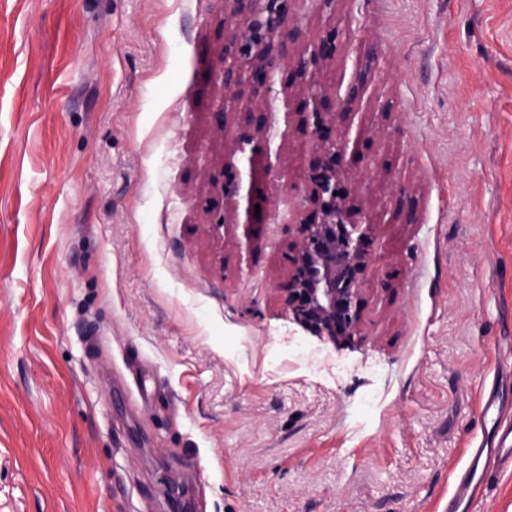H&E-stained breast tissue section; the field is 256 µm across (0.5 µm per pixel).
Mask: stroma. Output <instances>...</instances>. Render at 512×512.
<instances>
[{
    "instance_id": "obj_1",
    "label": "stroma",
    "mask_w": 512,
    "mask_h": 512,
    "mask_svg": "<svg viewBox=\"0 0 512 512\" xmlns=\"http://www.w3.org/2000/svg\"><path fill=\"white\" fill-rule=\"evenodd\" d=\"M293 0L379 60L348 161L378 214L364 335L275 287L301 202L304 81L279 71L260 212L212 187L224 0H0V512H445L512 405V0ZM409 186L414 218L393 194ZM228 212L222 236L207 225Z\"/></svg>"
}]
</instances>
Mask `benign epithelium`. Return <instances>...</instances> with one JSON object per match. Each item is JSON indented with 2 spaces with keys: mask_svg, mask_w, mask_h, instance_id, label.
I'll return each instance as SVG.
<instances>
[{
  "mask_svg": "<svg viewBox=\"0 0 512 512\" xmlns=\"http://www.w3.org/2000/svg\"><path fill=\"white\" fill-rule=\"evenodd\" d=\"M290 2L224 0V113L235 116L237 150L254 153L269 127L267 100L275 74L291 66L305 80L299 114L315 138L304 173L309 194L288 215L297 240L276 293L285 315L305 332L334 344L352 343L363 336V294L375 263L374 222L355 203L344 169L350 131L345 105L361 96L376 60L357 71L344 98L328 95L321 79L335 55L336 31L306 38L289 18ZM219 191L226 201L240 195L242 181L234 167L224 166Z\"/></svg>",
  "mask_w": 512,
  "mask_h": 512,
  "instance_id": "obj_1",
  "label": "benign epithelium"
}]
</instances>
